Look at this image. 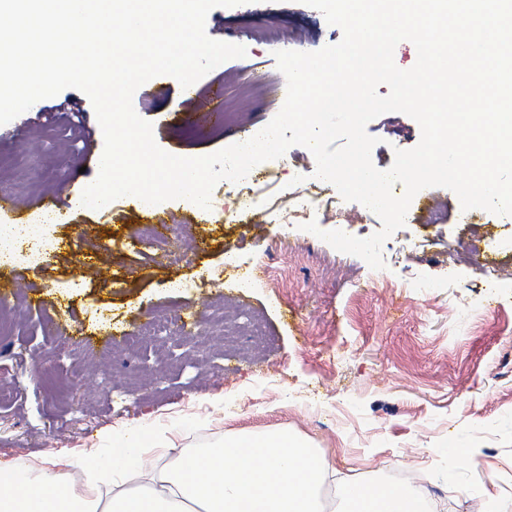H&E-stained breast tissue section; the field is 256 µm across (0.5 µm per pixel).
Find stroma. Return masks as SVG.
I'll return each mask as SVG.
<instances>
[{"mask_svg": "<svg viewBox=\"0 0 512 512\" xmlns=\"http://www.w3.org/2000/svg\"><path fill=\"white\" fill-rule=\"evenodd\" d=\"M207 34L245 46L184 93L159 76L133 98L165 151L211 154L266 125L282 100L243 98L237 125L210 134L217 103L268 79L283 81L275 51L311 52L340 41V28L302 0H248L217 7ZM371 157L389 168L395 149L415 147L412 118L383 114L366 127ZM103 136L89 98L68 88L0 125V195L16 209L0 223L49 216L55 251L16 266L24 286L0 304V459L39 468L108 447L113 431L150 424L179 447L285 429L330 467L322 486L335 512L343 482L389 481L404 468L436 512H512V217L465 213L454 192L421 190L405 225L382 246L383 269L342 253L296 226L287 194L305 181L328 200L316 222L366 238L381 229L372 211L341 201L315 178L301 146L255 166L271 179L263 205L228 222L234 198L216 185L210 206L175 199L146 208L124 196L104 213L73 205L95 177ZM164 217L162 241L140 242ZM271 249L269 284L235 287L209 275L225 249ZM105 279L88 275L102 257ZM423 288H416V281ZM261 319L264 345L225 347L192 331L149 323L193 316ZM469 465L450 464L449 448ZM467 497H458L456 488Z\"/></svg>", "mask_w": 512, "mask_h": 512, "instance_id": "stroma-1", "label": "stroma"}]
</instances>
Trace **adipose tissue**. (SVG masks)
Returning <instances> with one entry per match:
<instances>
[{
  "mask_svg": "<svg viewBox=\"0 0 512 512\" xmlns=\"http://www.w3.org/2000/svg\"><path fill=\"white\" fill-rule=\"evenodd\" d=\"M23 240L34 256L55 244L50 225L0 224V266L19 263ZM155 448L167 449L172 466L142 490L127 488ZM327 469L314 449L285 432L189 451L166 431L141 426L113 434L95 461L70 456L62 472L0 461V512H317ZM343 495L350 512H422L421 497L394 484L350 482Z\"/></svg>",
  "mask_w": 512,
  "mask_h": 512,
  "instance_id": "obj_1",
  "label": "adipose tissue"
}]
</instances>
